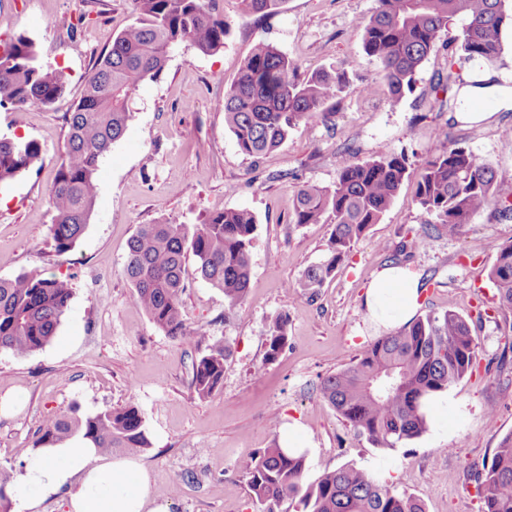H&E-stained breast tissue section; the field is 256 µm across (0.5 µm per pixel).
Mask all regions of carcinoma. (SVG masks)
I'll list each match as a JSON object with an SVG mask.
<instances>
[{"label":"carcinoma","mask_w":512,"mask_h":512,"mask_svg":"<svg viewBox=\"0 0 512 512\" xmlns=\"http://www.w3.org/2000/svg\"><path fill=\"white\" fill-rule=\"evenodd\" d=\"M137 17L112 41L87 78L69 118L68 144L56 164L49 193L53 212L52 248L71 249L83 234L95 205L96 172L112 144L124 134L131 95L163 70L172 48L190 42L204 54L224 47L228 34L216 0H133ZM248 14L278 11L284 0H242ZM505 0H377L356 28L363 48L379 65V86L395 104L414 90L417 74L438 43L453 44L471 59L487 63L502 53L501 33L509 20ZM349 83L333 68L300 73L299 64L269 43L256 44L238 79L224 95V122L239 150L259 157L279 148L300 121L328 124ZM69 85V73L41 60L36 42L12 37L0 54V106L14 112L49 106ZM435 146L422 165L415 204L435 219L434 228L458 236L474 217L494 203L497 173L453 140L446 127L434 131ZM41 158L34 139L0 135V185L28 171ZM408 175V159L382 147L365 162L344 160L330 186L302 185L293 203L299 226L330 224L326 252L296 281V296L312 299L333 278L356 244L383 219ZM255 214L225 209L188 224H140L129 241L123 275L135 290V303L166 335L189 345L208 340L209 331L189 327L180 311L188 263L203 280L224 292V321L247 298ZM490 275L501 309L512 310V244L495 248ZM73 296L70 281L34 268L0 278V354L27 356L56 336ZM288 343V317L268 323L266 360L275 361ZM231 356L228 339L207 345L192 368L191 387L201 399L218 392ZM476 344L469 322L458 313L430 311L400 330L379 337L356 358L327 377L320 394L374 448L392 449L428 429L422 400L445 392L472 371ZM38 446L75 435L100 454L115 449L143 453L150 448L143 417L132 403L93 416H55L41 426ZM306 456L288 454L276 443L241 467L260 512H278L284 501L295 512H425L424 500L399 491L371 472L344 465L303 485ZM482 512H512V433L504 436L477 487Z\"/></svg>","instance_id":"cac0c4a2"}]
</instances>
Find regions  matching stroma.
Returning a JSON list of instances; mask_svg holds the SVG:
<instances>
[{
	"instance_id": "stroma-1",
	"label": "stroma",
	"mask_w": 512,
	"mask_h": 512,
	"mask_svg": "<svg viewBox=\"0 0 512 512\" xmlns=\"http://www.w3.org/2000/svg\"><path fill=\"white\" fill-rule=\"evenodd\" d=\"M217 6L230 25L223 48L204 54L180 43L161 75L134 92L133 117L99 164L85 231L59 254L49 239V189L66 150L67 119L100 55L135 20L134 4L0 0V38L31 37L45 63L71 74L51 106L0 108V134L34 139L42 149L41 161L0 189V278L39 267L71 277L74 288L49 345L23 357L0 354V396L18 397L14 411L0 412V471L20 493L24 462L45 420L132 403L151 442L140 462L169 512H258L240 468L288 425L307 444L305 482L353 464L422 497L426 512H481L479 479L499 441L512 433V312L498 307L490 278L496 246L512 242V217L490 207L459 236L433 233L419 250L406 242L431 221L416 207L414 192L435 127L450 125L460 146L492 166L497 198L512 203V153L503 148L512 139V111L457 123L459 99L435 88L438 78L465 85L482 70L512 87V25L503 28V52L492 64L437 45L414 91L393 106L384 93L367 94L378 64L354 28L377 0H284L266 16L246 14L242 0H217ZM261 41L295 58L305 74L343 68L349 84L332 124L299 123L279 149L257 160L238 150L224 122V94ZM383 145L408 157V178L317 298L299 300L292 287L326 251L331 227L296 226L295 191L308 182L332 185L341 158L366 161ZM236 208L257 217L246 301L225 319L223 291L194 274L180 297L188 326L206 325L212 338L232 345L222 389L202 399L190 385L201 348L154 327L136 306L123 267L138 225L165 218L192 224ZM394 263L420 278L418 314L452 310L469 321L477 361L450 387L453 406L440 429L381 450L355 435L322 399L320 385L378 338L362 297L373 276ZM279 313L288 316L289 340L269 364L268 321Z\"/></svg>"
}]
</instances>
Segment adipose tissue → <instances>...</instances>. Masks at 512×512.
<instances>
[{
  "label": "adipose tissue",
  "mask_w": 512,
  "mask_h": 512,
  "mask_svg": "<svg viewBox=\"0 0 512 512\" xmlns=\"http://www.w3.org/2000/svg\"><path fill=\"white\" fill-rule=\"evenodd\" d=\"M419 281L409 269L389 266L366 287L363 306L385 328L409 322L416 313ZM17 512H39L42 500L69 488L68 512H168L167 502L150 493V476L130 456L100 462L88 441L72 438L38 449L21 476Z\"/></svg>",
  "instance_id": "obj_1"
}]
</instances>
